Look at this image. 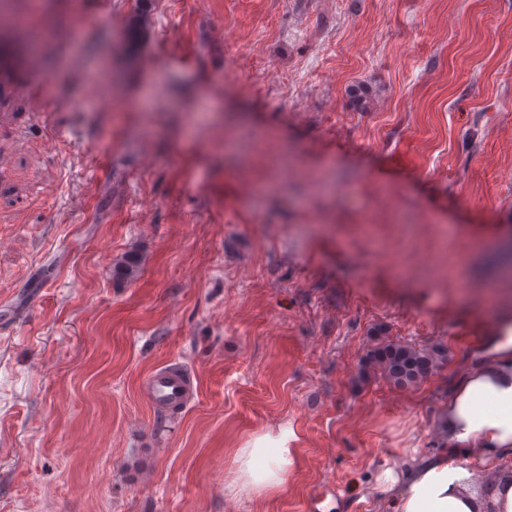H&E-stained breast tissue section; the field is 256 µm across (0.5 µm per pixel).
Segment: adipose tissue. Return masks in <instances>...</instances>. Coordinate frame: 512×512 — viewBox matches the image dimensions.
Here are the masks:
<instances>
[{
	"instance_id": "1",
	"label": "adipose tissue",
	"mask_w": 512,
	"mask_h": 512,
	"mask_svg": "<svg viewBox=\"0 0 512 512\" xmlns=\"http://www.w3.org/2000/svg\"><path fill=\"white\" fill-rule=\"evenodd\" d=\"M448 395L450 447L416 460L408 470L384 469L378 481L398 490L394 512H512V345L494 349ZM479 458L492 476L473 487L468 462ZM292 464L280 438L264 435L232 458L231 498L282 489Z\"/></svg>"
}]
</instances>
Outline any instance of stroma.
Wrapping results in <instances>:
<instances>
[{
	"label": "stroma",
	"mask_w": 512,
	"mask_h": 512,
	"mask_svg": "<svg viewBox=\"0 0 512 512\" xmlns=\"http://www.w3.org/2000/svg\"><path fill=\"white\" fill-rule=\"evenodd\" d=\"M7 2L0 512H227L234 449L283 430L286 487L234 512H392L377 475L449 446L512 324V0ZM377 336L448 360L360 379ZM170 363L197 393L161 416ZM141 256L134 251L123 253L113 263L112 279L117 285L135 281L141 270ZM143 394L154 409L166 412L182 410L193 399V378L175 364L165 365L148 376Z\"/></svg>",
	"instance_id": "stroma-1"
}]
</instances>
